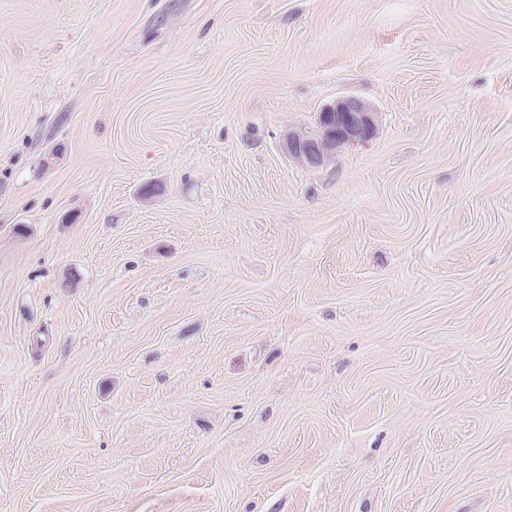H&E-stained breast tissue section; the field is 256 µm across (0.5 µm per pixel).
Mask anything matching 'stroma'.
I'll return each mask as SVG.
<instances>
[{"label": "stroma", "mask_w": 512, "mask_h": 512, "mask_svg": "<svg viewBox=\"0 0 512 512\" xmlns=\"http://www.w3.org/2000/svg\"><path fill=\"white\" fill-rule=\"evenodd\" d=\"M0 512H512V0H0ZM375 133L373 110L358 98L345 97L319 112L316 130L289 131L282 147L288 157L317 167L326 163L341 145L369 139Z\"/></svg>", "instance_id": "35a3bbf8"}]
</instances>
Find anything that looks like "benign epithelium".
Listing matches in <instances>:
<instances>
[{"label":"benign epithelium","mask_w":512,"mask_h":512,"mask_svg":"<svg viewBox=\"0 0 512 512\" xmlns=\"http://www.w3.org/2000/svg\"><path fill=\"white\" fill-rule=\"evenodd\" d=\"M375 133L373 110L358 98L345 97L319 112L317 129L288 132L282 147L288 157L317 167L326 163L341 145L369 139Z\"/></svg>","instance_id":"obj_1"}]
</instances>
